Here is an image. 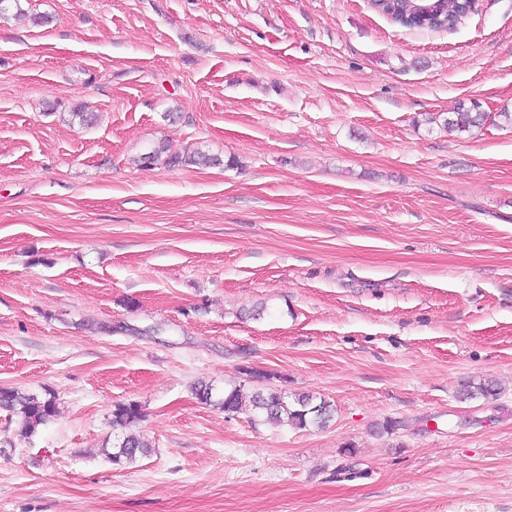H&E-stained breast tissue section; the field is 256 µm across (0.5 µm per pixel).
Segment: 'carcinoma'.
<instances>
[{
	"label": "carcinoma",
	"mask_w": 512,
	"mask_h": 512,
	"mask_svg": "<svg viewBox=\"0 0 512 512\" xmlns=\"http://www.w3.org/2000/svg\"><path fill=\"white\" fill-rule=\"evenodd\" d=\"M372 9L390 22L408 29L442 30L452 29L469 14V7L462 0H435L425 14L415 8V0H374ZM490 115L480 112L477 107L466 108L460 104L444 119V127L451 131L472 132L482 128ZM143 164L161 163L167 167L207 166L220 163L219 158L202 151L184 156L170 155L164 144L153 146L150 152L139 157ZM497 384L493 380L470 383L459 394L462 400L488 398L496 395ZM196 398L204 404L216 403L227 414H238L248 410L262 415L269 422L287 423L297 429L309 427L325 428L332 420L334 409L325 400L316 402L308 395H300L293 401L286 400L281 392L256 389L238 384L224 392L222 398L213 400V387L206 382L195 386ZM0 409L17 414L22 419V431L33 434L39 426L46 424L58 413L56 394L47 391L43 395L21 394L14 390L0 389ZM142 416L137 404L117 406L112 413V426L125 429ZM118 451L112 454V462L133 464L150 452L149 445L133 434H126L118 442Z\"/></svg>",
	"instance_id": "1"
}]
</instances>
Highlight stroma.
<instances>
[{"mask_svg":"<svg viewBox=\"0 0 512 512\" xmlns=\"http://www.w3.org/2000/svg\"><path fill=\"white\" fill-rule=\"evenodd\" d=\"M19 5L0 389L59 413L27 436L0 410V512H512V0L442 31L368 0ZM461 103L495 123L448 132ZM160 141L223 163H139ZM251 368L329 426L192 392ZM129 403L151 452L120 466Z\"/></svg>","mask_w":512,"mask_h":512,"instance_id":"35a3bbf8","label":"stroma"}]
</instances>
